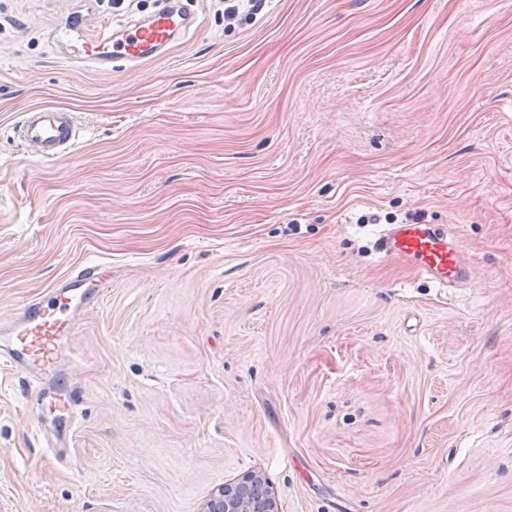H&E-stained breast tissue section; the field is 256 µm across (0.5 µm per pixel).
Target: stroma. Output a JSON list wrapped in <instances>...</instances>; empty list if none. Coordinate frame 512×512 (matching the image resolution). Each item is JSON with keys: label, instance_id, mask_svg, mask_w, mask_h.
Returning <instances> with one entry per match:
<instances>
[{"label": "stroma", "instance_id": "35a3bbf8", "mask_svg": "<svg viewBox=\"0 0 512 512\" xmlns=\"http://www.w3.org/2000/svg\"><path fill=\"white\" fill-rule=\"evenodd\" d=\"M165 2L0 0V319L110 282L70 408L0 368V512H202L254 470L280 512H512V0H193L164 57L77 63ZM43 104L83 128L51 166ZM413 214L467 286L376 253ZM18 132L26 153L41 163L72 153L80 140L76 115L56 106H34L22 112Z\"/></svg>", "mask_w": 512, "mask_h": 512}]
</instances>
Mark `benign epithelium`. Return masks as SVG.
<instances>
[{
    "instance_id": "obj_1",
    "label": "benign epithelium",
    "mask_w": 512,
    "mask_h": 512,
    "mask_svg": "<svg viewBox=\"0 0 512 512\" xmlns=\"http://www.w3.org/2000/svg\"><path fill=\"white\" fill-rule=\"evenodd\" d=\"M203 512H279V507L268 478L252 471L214 491Z\"/></svg>"
}]
</instances>
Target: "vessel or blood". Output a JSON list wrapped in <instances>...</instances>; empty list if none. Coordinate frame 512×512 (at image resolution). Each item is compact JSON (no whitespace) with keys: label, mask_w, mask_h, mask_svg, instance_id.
Returning <instances> with one entry per match:
<instances>
[{"label":"vessel or blood","mask_w":512,"mask_h":512,"mask_svg":"<svg viewBox=\"0 0 512 512\" xmlns=\"http://www.w3.org/2000/svg\"><path fill=\"white\" fill-rule=\"evenodd\" d=\"M195 15L183 0H172L164 10L146 20H135L101 37L85 49L79 63L99 71L113 60L137 63L165 54L175 38L185 36ZM18 132L27 154L41 163H52L73 152L80 128L73 112L56 106H34L21 115ZM378 251L409 263L434 286L452 290L466 285L470 267L456 239L432 224H391L377 233ZM99 261L88 260L69 273L51 293L34 298L22 318L0 325V359L11 370L31 378L61 383L59 365L63 337L78 332L75 314L86 307L89 289H100Z\"/></svg>","instance_id":"1"}]
</instances>
